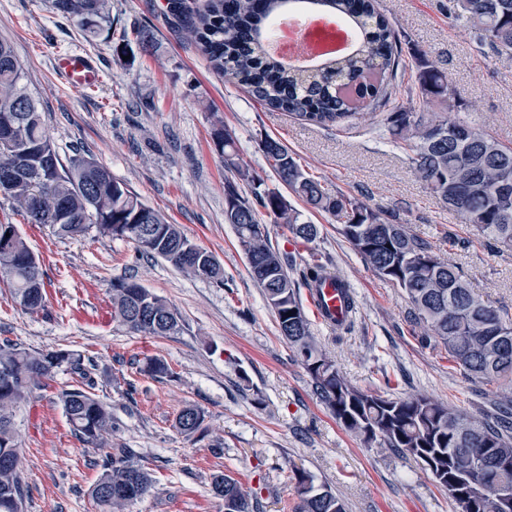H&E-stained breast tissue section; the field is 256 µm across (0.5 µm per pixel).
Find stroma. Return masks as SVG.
Listing matches in <instances>:
<instances>
[{
    "label": "stroma",
    "mask_w": 512,
    "mask_h": 512,
    "mask_svg": "<svg viewBox=\"0 0 512 512\" xmlns=\"http://www.w3.org/2000/svg\"><path fill=\"white\" fill-rule=\"evenodd\" d=\"M445 0H378L402 48L391 111H420L417 60L427 56L457 89L459 115L512 146V57L484 56L472 33L450 21ZM165 0H112L109 36L87 41L76 21L56 15L50 0H0V37L24 64L62 160L80 148L105 165L147 205L180 226L224 265V283L190 278L160 258L139 256L125 240L88 234L60 239L26 224L0 196V222L17 225L44 270V311L28 313L0 285V340L41 350L70 348L96 362V396L112 409L113 446L138 452L155 478L152 492L127 512H224L211 481H239L259 512H298L294 473L330 488L347 512H455L411 459L365 446L320 402L311 377L281 336L274 313L251 278L230 225L224 189L252 186L225 168L212 139L211 112L232 133L241 163L274 186L278 178L259 145L279 139L329 190L396 215L459 267L464 280L493 306L512 312V252L476 240L469 224L442 206L417 177L383 117L319 126L273 112L231 80L218 77L195 45L164 15ZM153 46L125 41L135 27ZM89 55L101 74L93 89L67 85L55 69L59 54ZM288 202L316 224L314 242L294 241L287 227L262 216L273 246L292 251L297 265L319 254L350 283L355 311L347 329L312 321L321 347L355 387L390 397L425 394L473 414L492 412L499 383L467 378L442 347L422 342L399 288L368 268L335 219L294 193ZM456 238L471 239L463 250ZM135 277L177 310L181 330L165 337L133 336L110 319L113 281ZM159 358L171 376L143 373ZM57 372L14 412L28 484L23 512H100L91 488L107 449L72 433L59 401L70 388ZM205 413L206 435L175 427L185 405ZM223 455H214L213 441Z\"/></svg>",
    "instance_id": "1"
}]
</instances>
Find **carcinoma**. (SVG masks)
Wrapping results in <instances>:
<instances>
[{
  "label": "carcinoma",
  "instance_id": "obj_1",
  "mask_svg": "<svg viewBox=\"0 0 512 512\" xmlns=\"http://www.w3.org/2000/svg\"><path fill=\"white\" fill-rule=\"evenodd\" d=\"M53 12L75 20L93 42L109 29L112 0H51ZM292 0H167L166 15L180 27L220 76L235 81L270 110L322 126L343 125L386 112L394 91L401 50L397 33L376 0H297L308 8L341 17L355 38L342 54L308 67L272 55L266 38L272 20ZM448 18L466 23L484 54L512 56V0H448ZM419 90L425 103L451 113L459 95L428 59L419 62ZM393 141L410 152L415 174L442 204L460 213L477 236L500 252L512 251V147L456 117L438 112H387ZM213 140L225 166L240 172L235 140L223 122L213 123ZM261 151L282 185L311 207L336 219L362 261L400 288L411 305L421 340L440 345L464 374L495 380L512 393V315L488 305L465 282L457 266L442 259L406 224L333 194L311 177L278 139L268 136ZM256 184L254 201L225 188L224 221L233 226L253 280L274 312L281 336L315 384L319 398L343 427L365 445L393 448L413 459L452 499L456 512H512V397L509 419L491 423L476 414L426 395L386 397L353 386L318 345L290 275L292 259L272 246L256 207L288 226L293 238L314 242L317 225L301 219L277 187ZM0 195L12 200L27 223L60 239L91 231L133 243L146 257L161 258L185 276L224 284V265L191 242L179 225L142 202L111 171L76 151L63 165L37 101L24 83L22 63L0 38ZM327 265L312 259L302 271L309 284L323 279ZM0 280L8 282L27 312L44 310L46 291L40 262L14 224H0ZM112 320L142 336H168L181 319L167 300L138 280L112 282ZM63 369L77 385L59 394L68 424L82 442L111 452L92 496L104 512H126L154 480L130 448H114L112 413L93 393L97 365L77 350H27L0 341V512H23L26 483L12 411L32 390ZM204 412L185 406L176 427L190 436L202 430ZM300 512H345L328 487L295 473ZM503 497L491 499L487 488ZM212 492L255 512L239 482L227 474L212 478Z\"/></svg>",
  "mask_w": 512,
  "mask_h": 512
}]
</instances>
